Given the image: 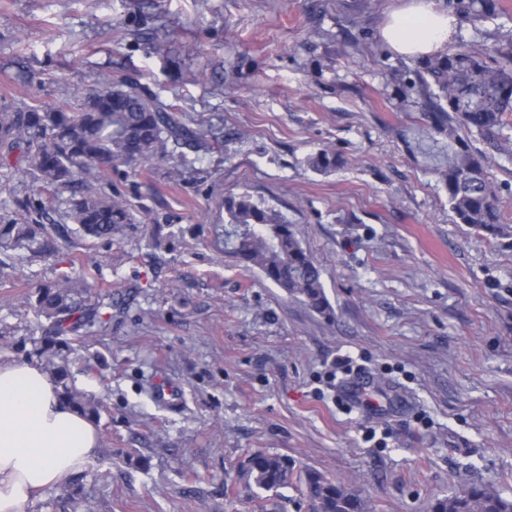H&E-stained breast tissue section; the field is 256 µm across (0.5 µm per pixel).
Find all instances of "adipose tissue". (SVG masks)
Here are the masks:
<instances>
[{
  "instance_id": "adipose-tissue-1",
  "label": "adipose tissue",
  "mask_w": 512,
  "mask_h": 512,
  "mask_svg": "<svg viewBox=\"0 0 512 512\" xmlns=\"http://www.w3.org/2000/svg\"><path fill=\"white\" fill-rule=\"evenodd\" d=\"M457 19L434 0L394 12L381 37L395 53L423 57L442 49ZM93 425L63 402L35 363L0 362V512H26L43 489L64 484L98 455Z\"/></svg>"
}]
</instances>
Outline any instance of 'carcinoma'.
<instances>
[{
    "label": "carcinoma",
    "mask_w": 512,
    "mask_h": 512,
    "mask_svg": "<svg viewBox=\"0 0 512 512\" xmlns=\"http://www.w3.org/2000/svg\"><path fill=\"white\" fill-rule=\"evenodd\" d=\"M459 20L471 25L474 35L499 18V0H448ZM389 80L408 83L426 101L420 124L432 145L405 140L408 151L420 154L448 195V205L459 224H468L493 237L512 234L503 224L497 197L489 178L490 159L474 149L467 133L494 134L512 114V35L486 51L460 38L421 62L415 78L392 70ZM207 131L189 129L172 105L161 101L136 78L126 76L106 89L88 88L76 102L55 107L0 106V167L26 174L39 183L47 200L64 206L63 217L93 239L112 242L137 217L122 192L103 188L117 166L132 171L162 158L182 146L192 149L206 142ZM320 173L336 168V154L321 150L307 159ZM70 190L63 199L59 193ZM228 225L224 226V252L247 269L300 300L313 312L332 317L321 272L303 248L286 217L273 207L258 204L246 193L227 201ZM24 251L33 257L51 258L58 252L56 238L36 220L0 224V254ZM84 273L61 276L40 286L28 298L36 316L44 318L47 335L32 339L28 356L40 360L54 377L59 396L87 419L97 420L102 405L75 384L72 368L91 375V361L79 364L69 358L70 336L102 323L101 304L91 292ZM293 462L283 455L255 453L243 465L247 480L266 491L288 484ZM306 495L315 512H367L368 505L343 482L309 470ZM59 498L70 512H94L89 495L70 487ZM427 512H512V499L485 483H469L430 500Z\"/></svg>",
    "instance_id": "obj_1"
}]
</instances>
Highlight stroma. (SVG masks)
I'll list each match as a JSON object with an SVG mask.
<instances>
[{"label": "stroma", "mask_w": 512, "mask_h": 512, "mask_svg": "<svg viewBox=\"0 0 512 512\" xmlns=\"http://www.w3.org/2000/svg\"><path fill=\"white\" fill-rule=\"evenodd\" d=\"M406 3L0 0V104L55 106L133 72L210 131L206 149L112 170L149 223L0 265V361H21L44 334L28 296L81 274L76 257L97 263L112 321L72 343L97 364L78 386L105 405L82 481L97 512H312L310 469L372 512H426L468 481L512 499V237L456 223L405 148L421 101L385 74L419 61L380 31ZM362 36L375 55L352 47ZM472 143L512 225V154ZM324 149L340 158L327 174L307 165ZM245 192L294 224L332 318L225 254V203ZM39 199L0 168V221ZM345 355L362 373L332 378ZM155 379L179 386L176 405L152 398ZM258 451L294 460L288 485L242 478Z\"/></svg>", "instance_id": "35a3bbf8"}]
</instances>
